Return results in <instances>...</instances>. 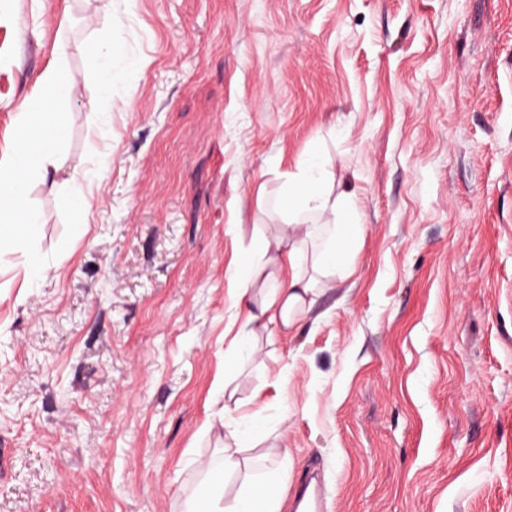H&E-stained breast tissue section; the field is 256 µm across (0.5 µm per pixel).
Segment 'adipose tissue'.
<instances>
[{"instance_id":"ef3b65f1","label":"adipose tissue","mask_w":512,"mask_h":512,"mask_svg":"<svg viewBox=\"0 0 512 512\" xmlns=\"http://www.w3.org/2000/svg\"><path fill=\"white\" fill-rule=\"evenodd\" d=\"M331 177L329 160L319 148H311L278 195L281 224L264 234L260 253L240 251L231 263L230 278L246 315L227 347L225 377L237 373L236 353L256 336L299 327L316 302L319 284L351 272L363 226L350 195H334ZM255 285L262 292L257 300L250 293ZM219 421L224 428L221 459L199 462L195 488L183 499L180 512H283L276 484L243 457L259 439L261 417L253 416L241 427L226 407ZM234 473L242 478L241 490L228 503L224 491Z\"/></svg>"}]
</instances>
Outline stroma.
Masks as SVG:
<instances>
[{"instance_id": "stroma-1", "label": "stroma", "mask_w": 512, "mask_h": 512, "mask_svg": "<svg viewBox=\"0 0 512 512\" xmlns=\"http://www.w3.org/2000/svg\"><path fill=\"white\" fill-rule=\"evenodd\" d=\"M58 60L67 161L29 189L49 261L30 286L0 253V512H178L228 389L289 450L285 500L512 512V0H0V160ZM315 146L360 213L354 272L225 383L227 269ZM92 52L100 60V91L107 97L111 96L112 86L117 79V75L112 71V43L110 42L106 46L94 45Z\"/></svg>"}]
</instances>
